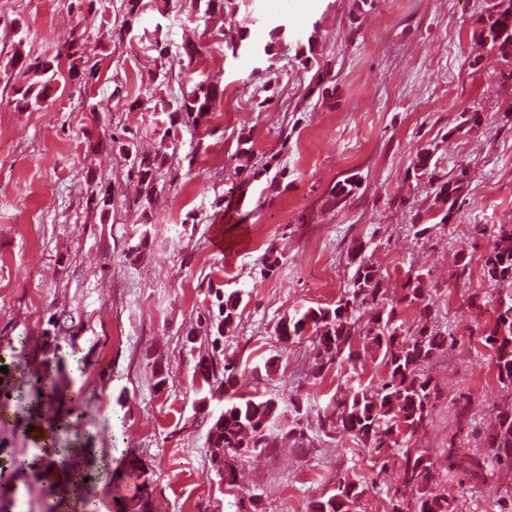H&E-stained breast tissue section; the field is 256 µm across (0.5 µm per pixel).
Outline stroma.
<instances>
[{
  "mask_svg": "<svg viewBox=\"0 0 512 512\" xmlns=\"http://www.w3.org/2000/svg\"><path fill=\"white\" fill-rule=\"evenodd\" d=\"M494 2L238 0L222 21L224 31H244L233 53L204 35L192 0H170L130 27L125 0L82 12L68 0H0V363L12 365L18 338L25 356L43 359L54 336L69 391L98 385L97 397L80 401L71 436L116 458L96 489L107 512H123L112 487L128 450L150 469L156 512H311L344 478L360 485L361 512H386L397 457L316 423L337 392L381 383L379 356L358 340L356 365L316 376L309 342L286 345L275 334L295 309L333 304L349 289L357 249L392 295L423 274L431 322L454 338L429 366L439 394L416 436L445 472L442 489L457 512H512V466L483 482L446 467L447 455L465 462L485 448L489 416L505 398L482 339L492 308L469 303L477 290L500 295L483 277L478 246L512 224V63L496 61L479 38ZM278 24L288 35L275 40ZM75 34L96 73L86 84L57 54ZM16 52L58 61L40 108L19 94L26 79L9 66ZM186 52L188 66L177 60ZM206 75L224 96L199 126L173 127L143 224L127 155L109 138L154 150L157 130L170 125L160 102L176 109ZM464 112L475 116L466 126ZM242 136L252 146L245 159ZM424 154L430 174L420 177ZM214 156L223 164L203 166ZM464 167L469 185L439 220L430 181ZM342 183L346 193L330 203ZM105 187L112 209L103 220L86 199ZM414 224L426 233L410 234ZM271 246L280 261L267 272ZM212 283L243 298L225 357L263 369L260 391L283 406L299 402L306 435L302 444L280 435L276 447L247 455L234 486L209 463L207 419L223 403L202 401L192 382L210 345ZM67 314L75 326L65 332ZM18 499L24 512L56 504L48 485L20 482L0 488V512Z\"/></svg>",
  "mask_w": 512,
  "mask_h": 512,
  "instance_id": "1",
  "label": "stroma"
}]
</instances>
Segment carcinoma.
Segmentation results:
<instances>
[{"label": "carcinoma", "instance_id": "carcinoma-1", "mask_svg": "<svg viewBox=\"0 0 512 512\" xmlns=\"http://www.w3.org/2000/svg\"><path fill=\"white\" fill-rule=\"evenodd\" d=\"M480 36L489 52L498 59L512 58V0H497L483 19ZM72 78L88 82L95 78L94 68H85L84 42L77 35L66 44ZM12 66L29 76L27 86L18 89L26 106H37L51 90L54 71L47 60L34 63L23 59L19 53L10 59ZM224 89L219 81L207 78L182 99L178 108L168 114L170 124L177 118L194 123L201 122L213 105L222 98ZM170 128L160 134L159 147L152 155L141 154L135 145H124L122 150L131 162L130 178L136 200L142 210L153 204L152 189L157 171L166 160L167 139ZM467 170L436 187L435 203L443 207L442 219H447L458 198L467 187ZM86 204L105 217L112 201L109 190H100L88 197ZM482 270L485 279L503 287H512V224L498 225L492 241L483 252ZM399 299L387 295L384 278L375 266L365 259L356 262L352 289L346 291L334 305L300 309L281 320L276 335L282 343H295L308 336L313 351V372L316 375L343 361H353L352 324L361 307L366 305L374 315L365 324L364 349L381 354L385 378L375 388L357 387L348 390L335 403L317 413L318 429L324 433L342 429L357 436L379 455L393 448L401 449L399 486L389 494L390 512H404L401 497L411 490L419 494L417 512H456L448 495L439 490L440 473L435 463L416 448L415 437L429 421L433 401L438 397V387L426 372L431 359L444 350L448 337L438 332L428 321L429 304L426 303L424 274L410 275L403 285ZM214 296L213 309L209 310L210 342L212 351L199 354L193 383L199 390L210 394H224V409L209 421L208 443L211 448V468L228 485L234 483L242 458L250 453H260L276 447L281 409L273 398L257 393L246 396L239 388L260 382L258 373L253 377L242 375L238 365L229 360L215 361L214 352L224 343V337L239 318L242 297L238 292L226 293L221 288H209ZM422 308L418 324L413 330H404L395 323L396 307L400 304ZM485 345L496 358L497 377L506 391L512 392V295L500 299L493 325L485 330ZM55 353L36 367L23 369L17 383H4L0 399L22 402L35 395L41 403L44 424L53 429L58 425L56 405L60 401L63 379L60 377L62 358L56 355L59 346L49 344ZM487 454L480 468L512 464V395L496 407L486 431ZM0 456L9 461L15 475L40 481L43 475L32 468L4 443H0ZM129 475L138 480L137 492L125 502V512H150V472L136 456L125 457ZM361 496L359 486L351 480H341L331 490L312 502V512H355Z\"/></svg>", "mask_w": 512, "mask_h": 512}]
</instances>
